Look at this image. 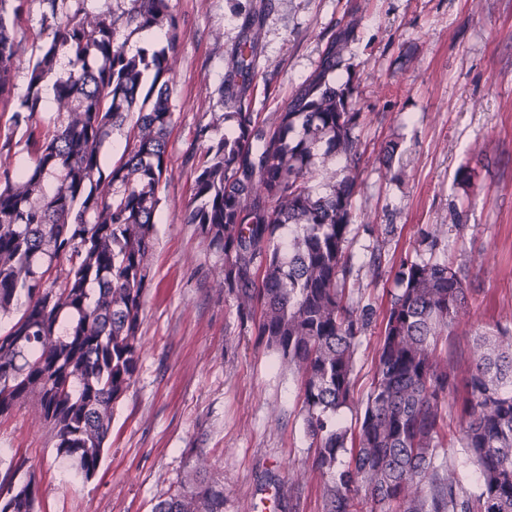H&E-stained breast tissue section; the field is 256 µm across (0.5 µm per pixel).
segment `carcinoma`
I'll return each mask as SVG.
<instances>
[{
  "instance_id": "carcinoma-1",
  "label": "carcinoma",
  "mask_w": 512,
  "mask_h": 512,
  "mask_svg": "<svg viewBox=\"0 0 512 512\" xmlns=\"http://www.w3.org/2000/svg\"><path fill=\"white\" fill-rule=\"evenodd\" d=\"M38 54L28 52L25 0H0V112L10 125L0 144V414L36 395L55 428L56 457L74 475L99 470L112 407L135 382L150 285L147 257L162 202L173 119V61L185 38L171 0H128L89 18L83 0H39ZM265 5L245 16L232 57L224 120L235 131H196L195 194L185 223L224 253L214 271L260 343L301 376L313 467L327 477L325 512H512V331L473 339L474 363L458 392L453 363L437 355L467 307L466 274L446 262L412 261L396 273L384 317L375 377L357 432L336 423L353 398L355 352L373 311L345 293V249L359 172L349 166L330 193L315 196L313 148L356 159L352 131L361 113L350 90L328 75L358 24L336 25L320 64L288 99L277 123L251 111ZM166 46L131 55L127 40L153 27ZM70 69L57 75V58ZM28 73L15 99L13 72ZM53 81L54 118L16 171L12 137L31 129ZM133 122L134 135L108 174L100 149L109 131ZM291 229L288 252L279 231ZM259 318H254L255 312ZM454 395L456 452L479 471L468 486L440 441ZM352 462L339 470L341 453ZM194 470L152 512H224V485ZM18 487L0 485V512H33L35 473L9 464Z\"/></svg>"
}]
</instances>
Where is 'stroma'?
Masks as SVG:
<instances>
[{
    "label": "stroma",
    "instance_id": "obj_1",
    "mask_svg": "<svg viewBox=\"0 0 512 512\" xmlns=\"http://www.w3.org/2000/svg\"><path fill=\"white\" fill-rule=\"evenodd\" d=\"M255 2L172 0L186 36L174 65L171 165L154 218L136 381L115 403L103 463L86 481L56 461L53 426L40 411L26 404L0 416V482L9 463L35 469L34 512H152L200 459L203 477L224 485V512H254L273 496L275 512H324L302 380L257 344L213 274L223 253L184 221L195 193L185 158L198 125L218 137L231 131L220 89ZM353 15L360 23L332 79L353 86L364 115L354 131L361 186L347 289L373 318L355 353L353 401L336 413L351 429L402 261L450 260L468 274L467 313L438 347L454 354L458 378L472 367L473 336L512 329V0H271L247 89L252 112L274 119L318 66L337 22ZM429 224L447 228L432 252L419 244Z\"/></svg>",
    "mask_w": 512,
    "mask_h": 512
}]
</instances>
